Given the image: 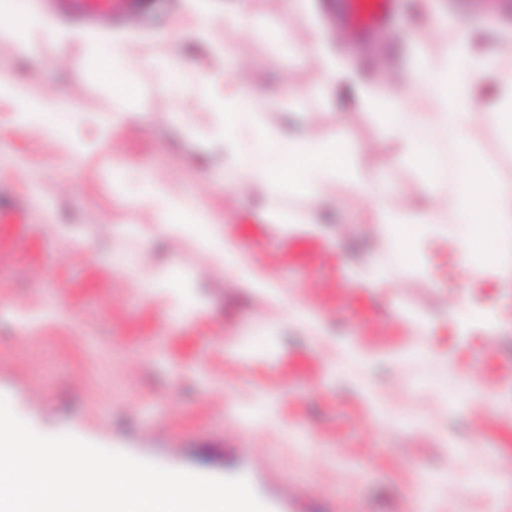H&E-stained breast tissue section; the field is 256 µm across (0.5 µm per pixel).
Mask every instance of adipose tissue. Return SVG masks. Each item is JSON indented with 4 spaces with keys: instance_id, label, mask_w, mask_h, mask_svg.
<instances>
[{
    "instance_id": "obj_1",
    "label": "adipose tissue",
    "mask_w": 512,
    "mask_h": 512,
    "mask_svg": "<svg viewBox=\"0 0 512 512\" xmlns=\"http://www.w3.org/2000/svg\"><path fill=\"white\" fill-rule=\"evenodd\" d=\"M7 29L15 39L21 53L27 56L37 51L36 36L52 39L65 54L73 37L70 30L49 25L38 12H7L0 9V29ZM512 52V41L500 42L487 48L478 59L472 80L462 82L441 78L430 91L433 109L429 112L413 111L406 97L385 95L360 88L357 102L377 112L385 133L399 145L400 152L423 169L433 184L446 186L455 181L456 188L448 195L447 211L456 215V222L464 234L466 255L478 263L482 274H497L498 257L491 246L499 230L512 226V181L499 180L492 166L469 147V132L479 120L489 121L502 128L512 140V88L502 89L494 98L481 95L477 80L486 66L495 64ZM118 52L92 58L76 56L73 66L94 65L100 79L111 86L112 112L122 117L128 102L138 99V83L118 64ZM13 97L22 119L47 123L51 110L74 112L75 100L60 96L55 105H48L18 95L11 82L0 80V98ZM139 203L160 202L158 221L165 227L176 229L191 227L204 246H215L216 240L207 222L190 221L187 209L178 202L166 200L163 189L153 181H145ZM444 211V212H447ZM443 211L436 208H412L401 211L395 202H381L375 211V221L393 237H400L401 227L414 224L422 231H430L442 223Z\"/></svg>"
}]
</instances>
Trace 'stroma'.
Here are the masks:
<instances>
[{
	"mask_svg": "<svg viewBox=\"0 0 512 512\" xmlns=\"http://www.w3.org/2000/svg\"><path fill=\"white\" fill-rule=\"evenodd\" d=\"M400 0L365 47L331 41L360 81L395 88L428 111L432 83L460 44L512 39V0ZM330 0H158L108 32L80 29L74 52L124 48L141 88L108 123L110 89L50 40L21 56L0 34V76L36 100L68 93L65 137L18 121L0 100V398L35 433L68 435L173 471L245 479L267 512H512V228L494 242L502 270L477 276L456 225L401 240L373 224L376 199L443 197L399 158L376 113L325 81L312 39ZM288 26V48L216 27L193 11L241 8ZM420 38L411 42L409 30ZM187 56L215 93L273 96L270 128L345 139L361 199L342 181L318 205L234 185L223 151L184 129L211 113L167 65ZM476 153L512 180V148L488 122ZM165 186L219 241L162 231L130 200ZM307 224L275 220L281 206ZM485 310L476 322L473 310Z\"/></svg>",
	"mask_w": 512,
	"mask_h": 512,
	"instance_id": "1",
	"label": "stroma"
}]
</instances>
